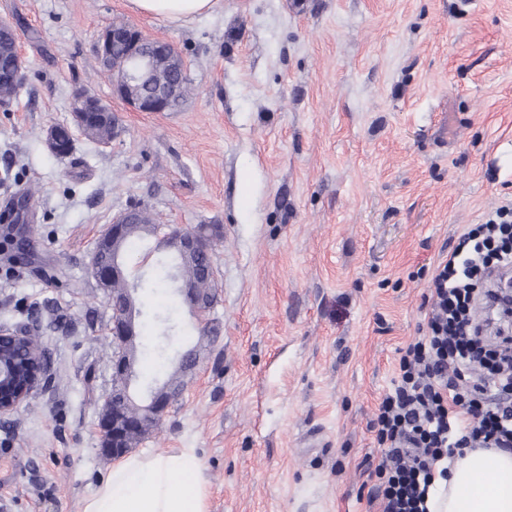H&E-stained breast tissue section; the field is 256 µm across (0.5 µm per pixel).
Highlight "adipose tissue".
Instances as JSON below:
<instances>
[{
    "mask_svg": "<svg viewBox=\"0 0 512 512\" xmlns=\"http://www.w3.org/2000/svg\"><path fill=\"white\" fill-rule=\"evenodd\" d=\"M136 11L183 21L207 14L216 0H130ZM430 512H512V451L468 448L446 479H436ZM82 512H206L201 465L188 450L138 454L113 466Z\"/></svg>",
    "mask_w": 512,
    "mask_h": 512,
    "instance_id": "adipose-tissue-1",
    "label": "adipose tissue"
}]
</instances>
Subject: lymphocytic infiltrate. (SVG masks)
<instances>
[{
	"label": "lymphocytic infiltrate",
	"mask_w": 512,
	"mask_h": 512,
	"mask_svg": "<svg viewBox=\"0 0 512 512\" xmlns=\"http://www.w3.org/2000/svg\"><path fill=\"white\" fill-rule=\"evenodd\" d=\"M511 269L512 223L494 219L463 232L438 264L426 331L402 348L372 421L381 458L368 478L381 512H428L457 449H512V287L491 284ZM480 304L497 310L496 336L474 318Z\"/></svg>",
	"instance_id": "1"
}]
</instances>
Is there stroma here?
<instances>
[{
  "mask_svg": "<svg viewBox=\"0 0 512 512\" xmlns=\"http://www.w3.org/2000/svg\"><path fill=\"white\" fill-rule=\"evenodd\" d=\"M25 81L0 111V197L35 191L24 270L3 272L0 325L28 321L54 384L0 420L8 512H82L111 472L94 424L112 393V309L88 271L128 205L160 224L220 230L214 330L172 291L162 381L184 349L200 364L138 451L193 449L207 512H379L370 428L401 348L426 327L435 268L467 225L512 203V0H220L172 22L129 0H0ZM130 22L173 43L193 88L178 111L136 112L95 45ZM87 85L118 114L109 145L75 135Z\"/></svg>",
  "mask_w": 512,
  "mask_h": 512,
  "instance_id": "35a3bbf8",
  "label": "stroma"
}]
</instances>
